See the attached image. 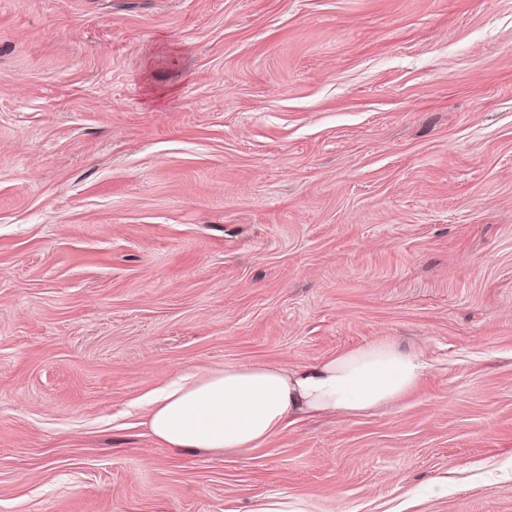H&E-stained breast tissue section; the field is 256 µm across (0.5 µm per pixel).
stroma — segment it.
Here are the masks:
<instances>
[{
	"label": "stroma",
	"instance_id": "1",
	"mask_svg": "<svg viewBox=\"0 0 512 512\" xmlns=\"http://www.w3.org/2000/svg\"><path fill=\"white\" fill-rule=\"evenodd\" d=\"M423 350L401 401L160 446L185 369ZM512 512V0H0V512ZM250 512H306L300 503L288 502V498L265 497L255 502Z\"/></svg>",
	"mask_w": 512,
	"mask_h": 512
}]
</instances>
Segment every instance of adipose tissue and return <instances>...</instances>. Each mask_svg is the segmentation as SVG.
<instances>
[{"mask_svg": "<svg viewBox=\"0 0 512 512\" xmlns=\"http://www.w3.org/2000/svg\"><path fill=\"white\" fill-rule=\"evenodd\" d=\"M422 352L377 342L287 373L268 365L188 369L142 403L144 424L177 450H246L285 424L400 401L423 377Z\"/></svg>", "mask_w": 512, "mask_h": 512, "instance_id": "obj_1", "label": "adipose tissue"}]
</instances>
